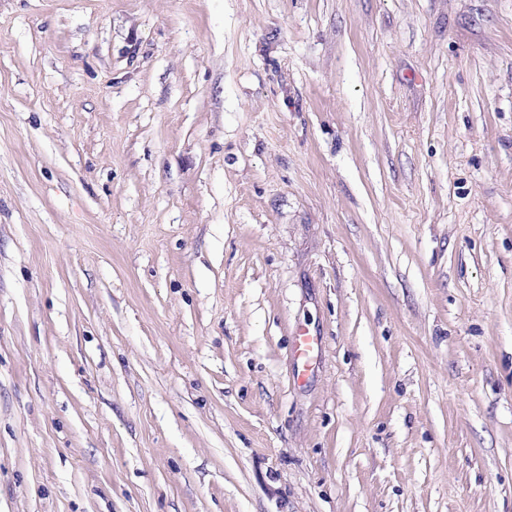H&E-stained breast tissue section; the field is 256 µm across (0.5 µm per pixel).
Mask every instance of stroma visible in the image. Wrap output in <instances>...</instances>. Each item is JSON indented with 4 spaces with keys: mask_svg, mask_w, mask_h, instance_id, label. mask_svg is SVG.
Here are the masks:
<instances>
[{
    "mask_svg": "<svg viewBox=\"0 0 512 512\" xmlns=\"http://www.w3.org/2000/svg\"><path fill=\"white\" fill-rule=\"evenodd\" d=\"M0 512H512V0H0Z\"/></svg>",
    "mask_w": 512,
    "mask_h": 512,
    "instance_id": "obj_1",
    "label": "stroma"
}]
</instances>
